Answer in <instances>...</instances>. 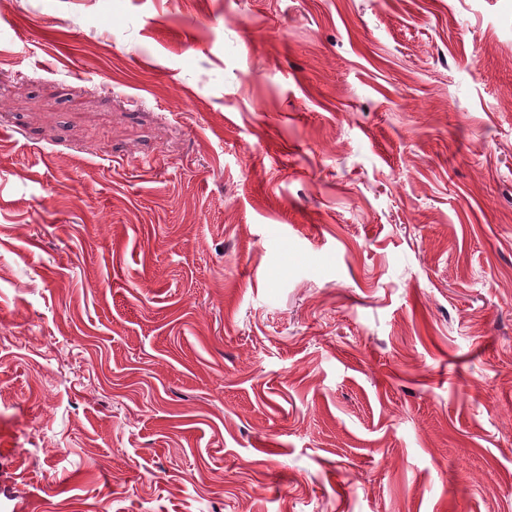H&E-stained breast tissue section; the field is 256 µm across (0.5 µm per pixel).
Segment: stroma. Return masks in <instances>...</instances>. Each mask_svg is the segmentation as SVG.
<instances>
[{
	"mask_svg": "<svg viewBox=\"0 0 512 512\" xmlns=\"http://www.w3.org/2000/svg\"><path fill=\"white\" fill-rule=\"evenodd\" d=\"M0 512H512V0H0Z\"/></svg>",
	"mask_w": 512,
	"mask_h": 512,
	"instance_id": "stroma-1",
	"label": "stroma"
}]
</instances>
